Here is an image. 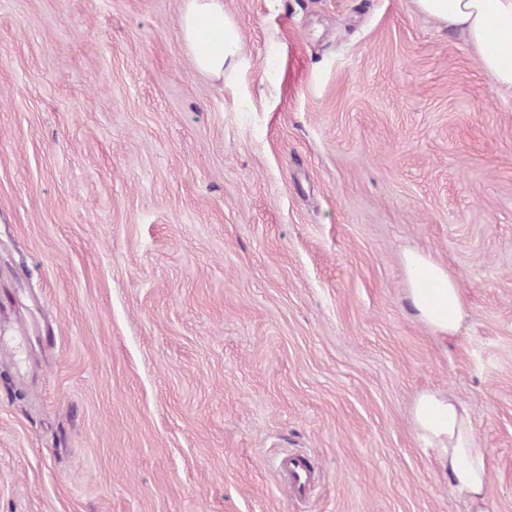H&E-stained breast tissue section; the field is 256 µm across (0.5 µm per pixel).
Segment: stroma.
I'll return each instance as SVG.
<instances>
[{
  "label": "stroma",
  "instance_id": "35a3bbf8",
  "mask_svg": "<svg viewBox=\"0 0 512 512\" xmlns=\"http://www.w3.org/2000/svg\"><path fill=\"white\" fill-rule=\"evenodd\" d=\"M181 3L0 0V512H468L425 389L512 512V91L414 0H224L216 85ZM178 34L199 75L223 83L237 67L242 40L224 0H182ZM406 295L414 316L444 342L454 335L466 316L457 280L429 254L418 250L403 255ZM411 419L415 440L436 452L449 483L470 502L471 512H487V449L478 444L465 404L449 392L424 390L415 398ZM281 480L299 496H304L315 482V471L309 460L301 455H286L279 464Z\"/></svg>",
  "mask_w": 512,
  "mask_h": 512
}]
</instances>
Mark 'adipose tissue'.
Returning <instances> with one entry per match:
<instances>
[{
  "label": "adipose tissue",
  "instance_id": "obj_1",
  "mask_svg": "<svg viewBox=\"0 0 512 512\" xmlns=\"http://www.w3.org/2000/svg\"><path fill=\"white\" fill-rule=\"evenodd\" d=\"M418 10L461 33L480 68L501 89L512 90V0H414ZM179 38L196 72L222 82L235 69L242 40L224 0H182ZM406 295L415 317L440 342L454 335L466 316L457 280L429 254L403 255ZM412 431L433 449L452 488L473 512H486L487 451L476 438L465 404L443 390L420 392L411 410Z\"/></svg>",
  "mask_w": 512,
  "mask_h": 512
}]
</instances>
